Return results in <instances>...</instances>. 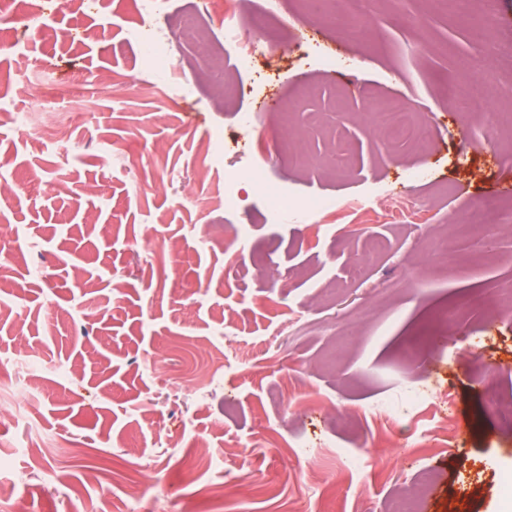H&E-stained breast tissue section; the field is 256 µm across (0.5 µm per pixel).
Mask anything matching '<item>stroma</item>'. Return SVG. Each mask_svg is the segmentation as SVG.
Listing matches in <instances>:
<instances>
[{
    "instance_id": "35a3bbf8",
    "label": "stroma",
    "mask_w": 512,
    "mask_h": 512,
    "mask_svg": "<svg viewBox=\"0 0 512 512\" xmlns=\"http://www.w3.org/2000/svg\"><path fill=\"white\" fill-rule=\"evenodd\" d=\"M198 3L73 4L36 38L16 0L0 26L31 83L74 89L20 95L0 57V183L18 188L0 197V290L19 306L0 311V470L27 472L30 512H94L70 488L106 464L111 512H387L426 465L425 512H512V303L463 304L512 289V0H366L333 23L280 0L249 72L223 11L202 15L206 44L183 34ZM156 29L166 89L137 45ZM471 82L485 112L450 95ZM391 102L430 152L377 128ZM23 111L20 131L6 115ZM53 123L71 151L43 140ZM249 166L261 181L221 207ZM267 181L334 207L272 223ZM489 200L494 224L458 234ZM451 304L459 323L437 326ZM33 425L47 447L25 454ZM442 425L452 446L412 447ZM199 439L212 460L186 492ZM249 181H259V172L252 167L241 168L229 176L224 185V208H233L237 206V187L240 183Z\"/></svg>"
}]
</instances>
